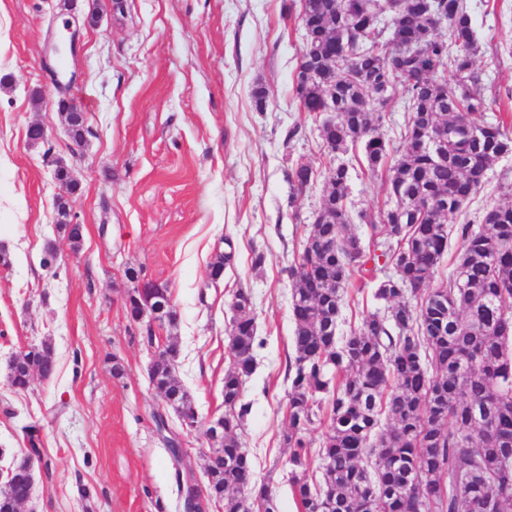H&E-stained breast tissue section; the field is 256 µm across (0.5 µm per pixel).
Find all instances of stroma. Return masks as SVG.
<instances>
[{
    "instance_id": "1",
    "label": "stroma",
    "mask_w": 512,
    "mask_h": 512,
    "mask_svg": "<svg viewBox=\"0 0 512 512\" xmlns=\"http://www.w3.org/2000/svg\"><path fill=\"white\" fill-rule=\"evenodd\" d=\"M290 2L0 0V248L10 257L0 265V450L15 453L23 427H40L52 468L36 474L31 512H183L178 475H204L206 430L224 413L240 288L252 296L265 346L244 385L251 412L239 435L277 512H298L284 443L294 331L288 269L333 157L293 91L302 39ZM464 3L478 23L485 118L511 123L512 0ZM74 21L78 57L63 63L46 47L62 44L60 29ZM83 94L89 132L77 146L58 103ZM34 122L47 126L46 141H28ZM342 159L351 211L390 208L361 152ZM301 161L318 181L292 205L288 174ZM60 166L77 180L75 193L56 180ZM61 197L68 223L84 227L80 247L56 227ZM510 200L512 154L489 165L481 190L449 222L476 221ZM51 246L57 258L47 266ZM227 252L223 276L209 286L211 263ZM144 281L170 289L176 329L128 315L126 297ZM150 334L161 343L176 336L175 374L198 415L178 460L156 431L159 412L170 431L182 425L149 381ZM44 340L55 351L53 377L10 391L9 359Z\"/></svg>"
}]
</instances>
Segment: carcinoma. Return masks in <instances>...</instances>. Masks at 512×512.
Returning a JSON list of instances; mask_svg holds the SVG:
<instances>
[{
	"mask_svg": "<svg viewBox=\"0 0 512 512\" xmlns=\"http://www.w3.org/2000/svg\"><path fill=\"white\" fill-rule=\"evenodd\" d=\"M303 46L299 64L336 68V112L322 120L329 150L361 148L368 170L385 172L394 205L379 218L358 213L369 229L363 240L348 208L350 171L331 168L318 222L298 255L290 311L293 354L285 442L298 512H409L407 490L422 493L427 512H472L469 498L499 490L495 512H512V202L483 211L480 227L461 224L459 256L448 279L434 284L448 252V216L481 188L490 163L512 154V131L502 122L476 118L488 109L475 68L479 51L472 16L462 0H299ZM391 15L390 29L370 19ZM448 24V39L432 33ZM453 84L441 82L446 71ZM402 88L408 114L404 145L393 158L379 134L384 114L377 92ZM304 112L318 113L330 93L315 77L294 85ZM87 128L79 112L69 116L76 142ZM291 199L315 181L306 163L290 173ZM313 239L327 241L312 249ZM386 310L343 330L342 308L353 280ZM224 371V433L208 455L207 489L222 512H276L268 485L253 482L249 453L238 430L250 413L243 401L255 370L258 339L250 293L235 292ZM175 337L159 351L150 378L168 404L193 420L195 405L170 370L178 357ZM55 371L45 340L17 356L6 386L29 387L33 376ZM387 431H379L380 415ZM325 430L319 447L306 434ZM26 448L14 457L0 485V512H17L28 495L27 463L50 470L40 428L23 429ZM320 475L309 471L312 457Z\"/></svg>",
	"mask_w": 512,
	"mask_h": 512,
	"instance_id": "cac0c4a2",
	"label": "carcinoma"
}]
</instances>
